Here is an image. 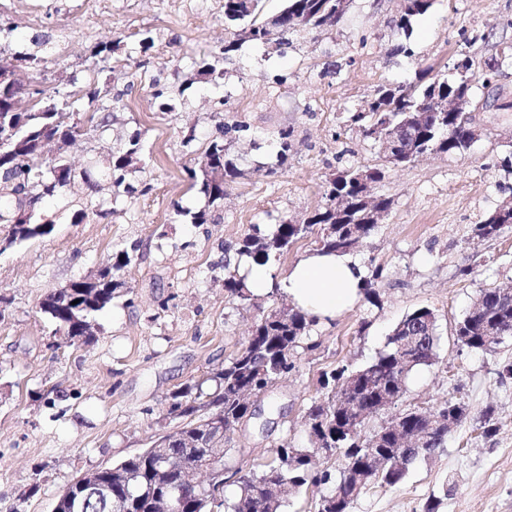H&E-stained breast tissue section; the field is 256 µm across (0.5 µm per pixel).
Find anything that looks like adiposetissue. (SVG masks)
<instances>
[{"instance_id": "adipose-tissue-1", "label": "adipose tissue", "mask_w": 512, "mask_h": 512, "mask_svg": "<svg viewBox=\"0 0 512 512\" xmlns=\"http://www.w3.org/2000/svg\"><path fill=\"white\" fill-rule=\"evenodd\" d=\"M363 281V270L351 255L316 251L292 266L285 290L295 305L323 323L356 303Z\"/></svg>"}]
</instances>
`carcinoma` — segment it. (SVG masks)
<instances>
[{
    "instance_id": "cac0c4a2",
    "label": "carcinoma",
    "mask_w": 512,
    "mask_h": 512,
    "mask_svg": "<svg viewBox=\"0 0 512 512\" xmlns=\"http://www.w3.org/2000/svg\"><path fill=\"white\" fill-rule=\"evenodd\" d=\"M406 8L395 24L407 29L411 19L426 14L434 0H405ZM341 0H286L284 8L272 19L263 15L262 0H224V25L234 30V38L224 42L220 54L227 59L236 54L243 43L255 45L275 43L288 45L297 32L327 29L346 14ZM512 60V43L504 44L500 59L487 64L481 76L468 70L437 74L417 86L383 85L367 106L350 115L351 124L362 129L365 137L379 140L387 135L398 141L400 157L395 165L413 162L423 153L455 154L468 147L466 131L450 112H435L421 120L413 111L422 104L450 94L474 96L476 82L481 86L495 76L503 62ZM22 97L32 107L27 112L8 111V97H0V224L7 236L0 245L7 249L52 234L54 224L38 222L35 213L44 199L71 180L72 170L63 156L50 157L40 144L42 138H70L77 141L90 130L105 128L113 116L95 109L99 91L86 86L81 109L62 112L36 76L29 77L28 89ZM247 128L243 121L218 125V134L205 148L207 163L200 171L188 170L190 188L208 199L211 205L224 199V187L239 171L230 154L231 133ZM293 131H278L277 167L288 160ZM140 135L129 137L124 147L109 154L106 181L113 200L130 194L127 175L141 154ZM355 170L340 171L329 179L327 203L314 211L305 224H292L281 219L267 235H248L237 244L235 253L265 264L279 258L299 239L320 233L316 243L324 253H349L356 242L376 227L363 200L364 188L353 178ZM174 216L187 217L192 224H207L209 211L186 212L173 206ZM512 226L511 210H494L475 225L478 238H493ZM129 252L122 249L110 255L107 264L91 278L73 280L49 293L41 302V310L56 324V331L74 343L82 338L83 325L95 318L112 302L127 293L125 269L130 264ZM224 290L243 300L251 298L244 278L224 264ZM313 320L300 308L284 313L274 311L262 316L251 327L247 345L211 369L189 380L168 397L167 415L178 421V431L167 435L168 450L185 454L193 440L194 426L207 419V414L224 412V423L241 426L250 420V402L243 393H266L275 380L295 368L294 354L307 335ZM435 315L419 308L397 323L388 337L386 350L370 365L351 371L337 368L323 374L320 388L325 393L314 401L305 416V427L311 448H295L283 442L272 449L264 463L251 464L250 452L239 450L235 473L239 474L237 491L224 496V458L222 447L214 455L215 484L198 490L186 487L181 512H280L283 506L278 488L318 486L328 483L331 473L313 467V449L317 445L332 449L340 457L343 468L334 490L315 501L314 512H351L355 499L371 484L394 487L406 475L408 466L428 455L444 442L448 422L458 424L466 416L460 404H444L431 421L418 407L405 410L398 417L399 430L386 427L374 435V446L358 440V429L351 403L358 401L371 412L381 410L390 398H401L405 380L417 366L435 357ZM467 336L464 348L486 352L512 335V293L500 288L484 290L474 306L458 322ZM94 481L110 489L107 496L85 490L86 475L79 476L57 500V512H73L68 498L84 503L81 512H158L156 502L166 496L170 487L182 484L179 473L162 475L156 468L152 451L144 449L111 466L93 472Z\"/></svg>"
}]
</instances>
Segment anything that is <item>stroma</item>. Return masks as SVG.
I'll return each mask as SVG.
<instances>
[{"label": "stroma", "mask_w": 512, "mask_h": 512, "mask_svg": "<svg viewBox=\"0 0 512 512\" xmlns=\"http://www.w3.org/2000/svg\"><path fill=\"white\" fill-rule=\"evenodd\" d=\"M400 0H352L335 27L304 32L288 47L243 44L220 62L221 78L199 73L229 33L224 0H0L12 31L0 33V53L44 60L41 79L57 98L91 81L99 102L124 92L113 124L64 153L74 178L41 209L53 233L0 253V296L10 304L0 320V512H52L79 474L116 463L172 431L169 394L240 350L252 323L290 307L281 284L289 268L316 247L298 240L266 266L274 296L242 301L224 290V249L275 218L303 221L325 203L324 187L347 167H380L371 193L391 206L353 256L378 265V304L360 300L327 324L310 326L295 368L262 395L250 420L230 434L226 466L237 449L255 460L287 442L308 447L305 414L320 395L322 373L360 369L385 350L407 313L426 307L437 317V358L415 368L395 405L371 414V438L408 408L436 411L461 403L466 419L441 448L416 459L395 487L370 486L351 512H512V336L487 352L457 345L455 326L479 294L512 286V229L480 239L473 232L512 191V112H479L477 136L462 152L427 154L391 167L372 139L351 125L380 85L417 82L422 69L443 73L462 57L475 72L495 61L500 41L512 43V0H435L409 30L394 19ZM151 36L142 49L139 40ZM112 41L111 57L90 52ZM411 54L400 53V46ZM169 88L173 112L162 113L153 80ZM228 101L223 119L245 121L234 140L239 169L214 221L174 218L173 203L198 211L206 199L191 190L188 172L204 164L216 131L214 103ZM293 128L288 161L276 162L279 128ZM194 129V148L182 132ZM140 132L143 151L128 177L149 183L147 195L125 198L105 219L76 223L90 198L85 172L101 173L116 140ZM276 166V165H275ZM133 249L120 297L97 318L94 342L69 345L56 334L40 301L69 281L96 273L108 255ZM491 436H483L482 418Z\"/></svg>", "instance_id": "35a3bbf8"}]
</instances>
